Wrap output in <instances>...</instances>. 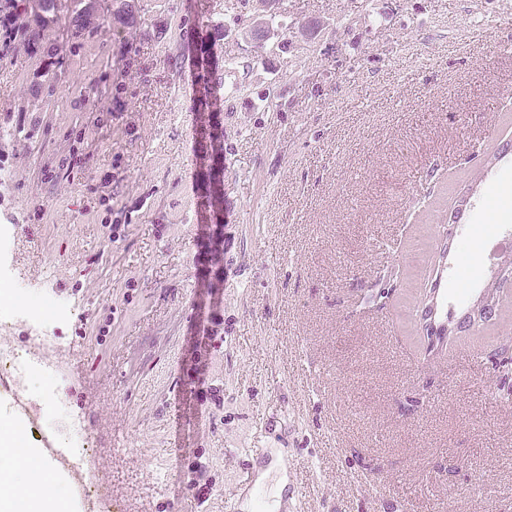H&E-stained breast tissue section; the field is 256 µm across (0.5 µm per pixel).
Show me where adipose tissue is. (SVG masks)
Returning <instances> with one entry per match:
<instances>
[{
	"label": "adipose tissue",
	"mask_w": 512,
	"mask_h": 512,
	"mask_svg": "<svg viewBox=\"0 0 512 512\" xmlns=\"http://www.w3.org/2000/svg\"><path fill=\"white\" fill-rule=\"evenodd\" d=\"M43 454L9 415L0 413V512H70L41 463Z\"/></svg>",
	"instance_id": "ef3b65f1"
}]
</instances>
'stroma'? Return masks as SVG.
<instances>
[{
    "label": "stroma",
    "mask_w": 512,
    "mask_h": 512,
    "mask_svg": "<svg viewBox=\"0 0 512 512\" xmlns=\"http://www.w3.org/2000/svg\"><path fill=\"white\" fill-rule=\"evenodd\" d=\"M13 13L0 59V401L85 425L112 512H242L274 449L288 512H512V304L420 335L432 224L475 185L440 282L458 320L512 226V0H286L285 48L218 42L221 242L192 45L258 0H138L73 37ZM234 67H227L226 59ZM398 277L385 305L379 278Z\"/></svg>",
    "instance_id": "1"
}]
</instances>
